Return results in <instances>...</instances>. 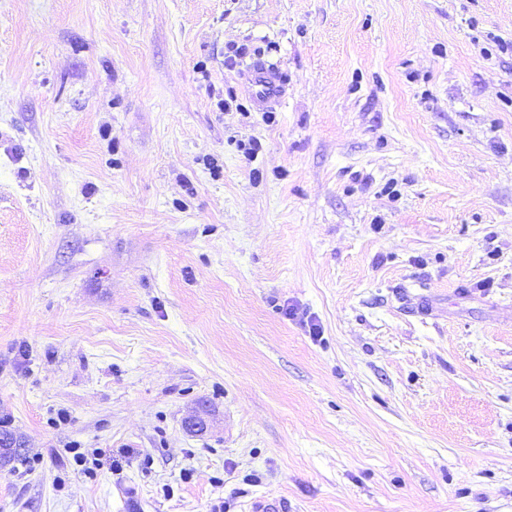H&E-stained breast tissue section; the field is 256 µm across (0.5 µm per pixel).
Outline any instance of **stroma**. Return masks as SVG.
<instances>
[{
    "instance_id": "stroma-1",
    "label": "stroma",
    "mask_w": 512,
    "mask_h": 512,
    "mask_svg": "<svg viewBox=\"0 0 512 512\" xmlns=\"http://www.w3.org/2000/svg\"><path fill=\"white\" fill-rule=\"evenodd\" d=\"M0 431V512H512V0H0ZM245 71L249 75L247 91L259 110L264 112L284 99L286 85L280 68L254 63Z\"/></svg>"
}]
</instances>
